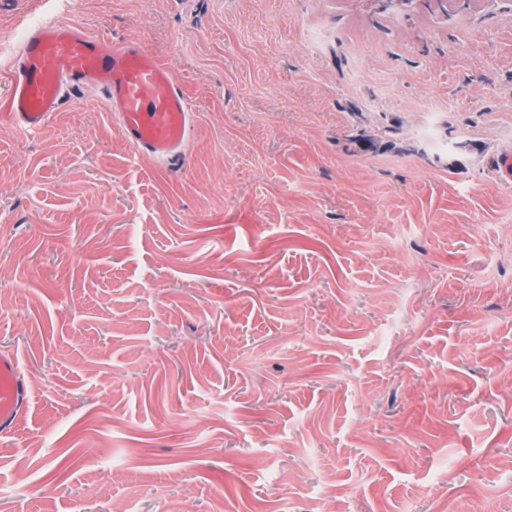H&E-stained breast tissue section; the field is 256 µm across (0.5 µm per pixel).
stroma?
Masks as SVG:
<instances>
[{
	"mask_svg": "<svg viewBox=\"0 0 512 512\" xmlns=\"http://www.w3.org/2000/svg\"><path fill=\"white\" fill-rule=\"evenodd\" d=\"M49 18L197 114L0 115V512H512V0H0V76ZM30 392L18 356L0 352V433L15 430L30 406Z\"/></svg>",
	"mask_w": 512,
	"mask_h": 512,
	"instance_id": "35a3bbf8",
	"label": "stroma"
}]
</instances>
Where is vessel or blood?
I'll return each instance as SVG.
<instances>
[{
	"mask_svg": "<svg viewBox=\"0 0 512 512\" xmlns=\"http://www.w3.org/2000/svg\"><path fill=\"white\" fill-rule=\"evenodd\" d=\"M101 97L134 153L177 169L187 156L193 105L177 75L137 43L53 19L21 42L7 81L6 111L22 132L39 131L71 95ZM30 406L18 356L0 352V433L15 430Z\"/></svg>",
	"mask_w": 512,
	"mask_h": 512,
	"instance_id": "b4317fda",
	"label": "vessel or blood"
}]
</instances>
